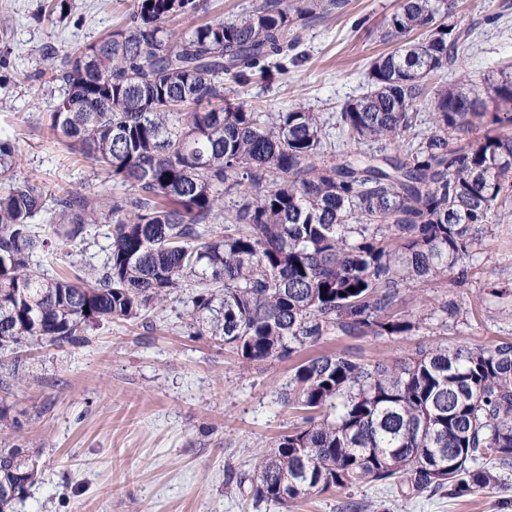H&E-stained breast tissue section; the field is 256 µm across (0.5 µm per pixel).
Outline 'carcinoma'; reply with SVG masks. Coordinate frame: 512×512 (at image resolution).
<instances>
[{
  "label": "carcinoma",
  "instance_id": "1",
  "mask_svg": "<svg viewBox=\"0 0 512 512\" xmlns=\"http://www.w3.org/2000/svg\"><path fill=\"white\" fill-rule=\"evenodd\" d=\"M348 4L252 0L197 22L204 0H130L117 29L39 71L59 86L41 123L126 192L52 194L19 176L18 141L0 137V370L15 378L19 349L79 345L89 327L134 322L178 288L195 289L194 333L222 337L249 364L413 330L393 312L398 288L471 259L512 196L511 137L449 147L485 113L476 89L430 85L469 41L447 0H401L385 31L399 45L334 117L224 103V82L286 69L299 30ZM100 237L101 264L42 273L38 258ZM281 400L303 426L260 457L258 501L364 482L457 498L494 489L490 463H512V343L440 344L374 365L322 354L296 367ZM24 452L0 445V489L14 494L0 512L36 480Z\"/></svg>",
  "mask_w": 512,
  "mask_h": 512
}]
</instances>
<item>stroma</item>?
Instances as JSON below:
<instances>
[{"label": "stroma", "instance_id": "stroma-1", "mask_svg": "<svg viewBox=\"0 0 512 512\" xmlns=\"http://www.w3.org/2000/svg\"><path fill=\"white\" fill-rule=\"evenodd\" d=\"M43 0H0L9 15V53L0 64V135L18 137L20 172L49 189L89 192L102 183L90 166L74 164L41 124L53 98L34 80L36 61L53 64L66 51L115 28L124 0H74L70 16L40 17ZM400 0H350L345 13L302 29L296 57L285 72L247 86L228 84L225 100L277 109L304 102L336 113L363 95L367 71L393 50L386 20ZM452 18L471 31L455 83L466 73L485 112L451 147L486 134H511L496 124L493 87L512 74V0H455ZM189 290L175 291L145 321L88 328L79 346L31 348L19 380L0 386L13 424L0 438L24 443L37 457L35 483L13 512H350L352 502L373 512H512V466L501 469L503 488L451 498L438 493L408 499L380 485L360 484L300 498L288 507L254 500L238 481L252 476L264 449L300 426V411L280 399L296 367L329 352L368 364L391 362L418 348L448 344L492 348L512 343V204L499 207L463 271L399 290L396 310L424 316L420 328L388 338L340 337L301 350L291 359L244 365L209 335H190L183 312ZM456 302L458 322L443 323L438 308Z\"/></svg>", "mask_w": 512, "mask_h": 512}]
</instances>
